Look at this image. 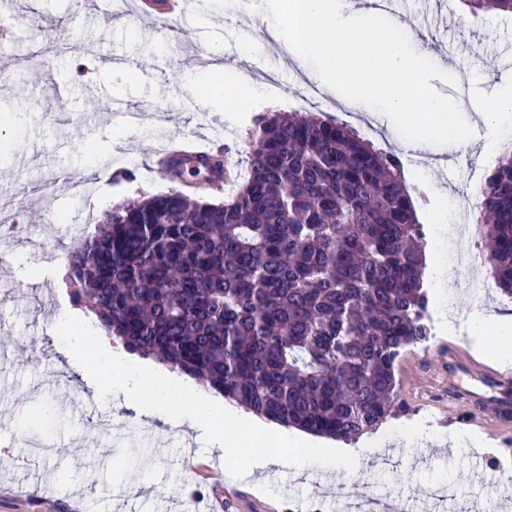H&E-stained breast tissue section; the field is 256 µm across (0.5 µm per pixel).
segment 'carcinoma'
Returning <instances> with one entry per match:
<instances>
[{
	"instance_id": "carcinoma-1",
	"label": "carcinoma",
	"mask_w": 512,
	"mask_h": 512,
	"mask_svg": "<svg viewBox=\"0 0 512 512\" xmlns=\"http://www.w3.org/2000/svg\"><path fill=\"white\" fill-rule=\"evenodd\" d=\"M512 16V0H462ZM248 176L215 205L183 191L104 214L61 246L71 303L132 354L285 428L353 441L397 399L431 332L425 234L400 156L313 112L251 133ZM488 271L512 299V148L480 190Z\"/></svg>"
}]
</instances>
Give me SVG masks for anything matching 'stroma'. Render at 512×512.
<instances>
[{"mask_svg": "<svg viewBox=\"0 0 512 512\" xmlns=\"http://www.w3.org/2000/svg\"><path fill=\"white\" fill-rule=\"evenodd\" d=\"M278 0H197L193 15L172 40L165 21H142L113 12L110 0H14V12L0 13V25L14 28L0 41V112L13 118L0 129V218L16 217L29 231L0 235V432L51 444L53 450L29 469L20 463L24 448L0 450V512H185L187 495L200 491L210 500L215 483L251 504L289 497L308 504L326 497L324 512H336L346 496L365 512H418L422 491L448 489L445 512H470L486 495L508 500L512 512V438L504 451L486 452L458 427L454 445L435 437L436 403L431 391L444 386L436 344L407 350L397 366L399 400L381 425L394 439L355 463H339L321 483L316 469L297 474L295 462L265 474L261 488L247 486L233 459L212 448L185 426L160 420L137 421L114 397L96 396L93 379L70 363L66 329L58 312L72 308L57 284L55 242H69L76 224L96 226L105 210L144 196L167 192L182 182L199 183L184 173L167 180L153 173L163 135L190 130L200 142L229 144L245 163L249 134L258 115L273 112H325L357 125L354 110L340 94L310 104L301 98L308 80L294 77L290 60L271 52L256 13ZM111 15L108 29L87 16ZM408 22L403 38L411 49L428 43L425 77L432 88L458 102V126L472 141L432 143L405 177L421 194L418 220L426 252L438 273H426L432 309H439L438 284L448 287L457 318L437 343L474 352L470 323L479 316L512 315V302L489 277L457 266L444 254L437 227L459 194L471 192L490 172L485 156L512 143V124L493 137L479 108L485 96L512 94V20L494 12L472 15L462 0H396L380 19ZM220 53L224 75L251 81L256 71H272L278 85L266 86L269 107L245 104L221 114L204 102L200 87L210 80L213 53ZM94 112L98 123L76 121ZM111 157L127 177L113 178L98 164ZM96 183L95 194L74 193L72 183Z\"/></svg>", "mask_w": 512, "mask_h": 512, "instance_id": "35a3bbf8", "label": "stroma"}]
</instances>
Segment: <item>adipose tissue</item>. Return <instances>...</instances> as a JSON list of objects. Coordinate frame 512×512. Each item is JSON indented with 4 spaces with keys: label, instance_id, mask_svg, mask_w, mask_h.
Listing matches in <instances>:
<instances>
[{
    "label": "adipose tissue",
    "instance_id": "1",
    "mask_svg": "<svg viewBox=\"0 0 512 512\" xmlns=\"http://www.w3.org/2000/svg\"><path fill=\"white\" fill-rule=\"evenodd\" d=\"M359 13L353 0H290L287 8L259 16L256 23L274 35L281 54L290 56L298 68L314 60L316 68L309 79L326 90H342L347 105L363 110L371 103H383L408 128L410 148L448 136L468 145L467 132L451 123L454 103L435 93L422 77L419 56L403 40L400 23L363 24ZM66 346L92 375L100 356H108L116 374L113 391L138 418H177L205 435L211 446L232 455L246 475L258 470V447L265 443L301 449L302 460L310 466L367 454L363 448L330 447L231 405L225 406L222 422H215L211 410L218 394L163 364L110 349L102 334H95L89 344L83 334H74L67 337Z\"/></svg>",
    "mask_w": 512,
    "mask_h": 512
}]
</instances>
